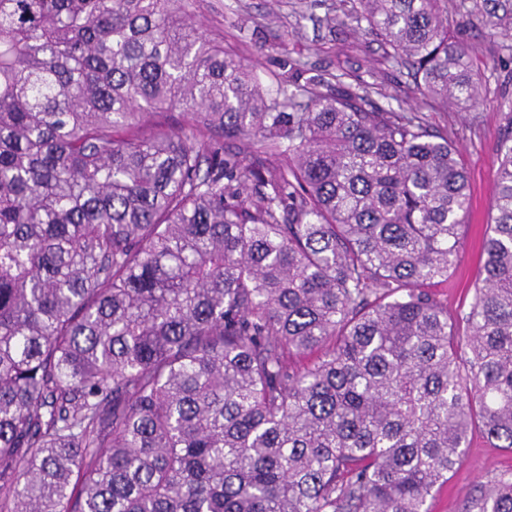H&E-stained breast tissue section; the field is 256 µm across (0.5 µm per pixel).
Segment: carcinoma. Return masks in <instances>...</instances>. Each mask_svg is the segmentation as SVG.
Here are the masks:
<instances>
[{"label":"carcinoma","instance_id":"cac0c4a2","mask_svg":"<svg viewBox=\"0 0 512 512\" xmlns=\"http://www.w3.org/2000/svg\"><path fill=\"white\" fill-rule=\"evenodd\" d=\"M183 12L0 0V512H426L473 427L512 451V100L462 334L448 134L360 85L269 103ZM351 16L423 105L481 100L448 0Z\"/></svg>","mask_w":512,"mask_h":512}]
</instances>
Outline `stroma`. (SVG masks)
<instances>
[{
    "label": "stroma",
    "instance_id": "1",
    "mask_svg": "<svg viewBox=\"0 0 512 512\" xmlns=\"http://www.w3.org/2000/svg\"><path fill=\"white\" fill-rule=\"evenodd\" d=\"M471 0H448L452 31L473 48L472 60L482 76L481 102L466 113L433 112L429 120L447 129L469 176L470 211L461 229V258L448 280L434 293L454 318L468 310L479 276L481 246L494 195L496 148L501 123L500 102L512 98V57L501 51L487 29L470 21ZM189 22L226 50L252 65L266 99L289 93L282 73L293 70L299 84L347 74L349 83L369 86L371 97L406 112L422 111L408 68L384 60L377 38L357 29L341 0H187ZM512 469V453L492 447L473 432L466 455L448 483L428 498V512H465L482 484Z\"/></svg>",
    "mask_w": 512,
    "mask_h": 512
}]
</instances>
